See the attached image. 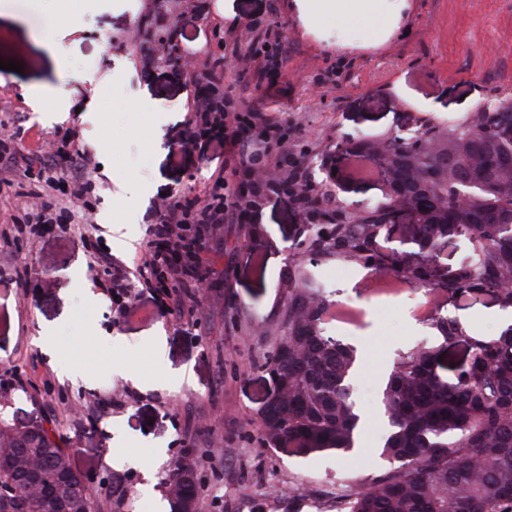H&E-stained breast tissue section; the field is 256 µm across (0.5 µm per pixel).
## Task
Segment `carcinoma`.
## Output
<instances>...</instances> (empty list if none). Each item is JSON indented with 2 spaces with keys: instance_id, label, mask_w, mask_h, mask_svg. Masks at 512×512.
Listing matches in <instances>:
<instances>
[{
  "instance_id": "carcinoma-1",
  "label": "carcinoma",
  "mask_w": 512,
  "mask_h": 512,
  "mask_svg": "<svg viewBox=\"0 0 512 512\" xmlns=\"http://www.w3.org/2000/svg\"><path fill=\"white\" fill-rule=\"evenodd\" d=\"M478 124L485 139L471 164L465 130ZM512 126V101H493L465 123L444 129L427 126L417 141L431 143L424 151L414 146L416 170L425 176L443 161L461 167L460 175L412 192L408 202L421 211L423 223L414 227L413 251H431L451 235L465 236L472 248L453 277L427 263L412 270H396L403 281L417 286L430 282L425 292L470 293L485 285L512 278V180L501 175L500 157L512 155V139L498 129ZM399 135L388 138L382 151L395 169L407 159ZM470 195L469 205L458 203V190ZM387 199L370 204L353 224L332 221L308 224L300 249L316 258L350 262L373 271L396 265V254L370 248ZM288 281L299 287L288 292L283 333L288 335V357L276 348L266 366L280 377L281 415L265 424L258 441L270 448L286 440L297 454L327 450L344 453L355 446L360 415L350 389L356 364L355 350L326 336L312 305L324 312L331 304L315 283L313 272L297 263L288 269ZM435 344L406 352L391 371L383 391L389 433L380 456L391 467L363 484V489L336 498V512H512V325L491 337L477 336L455 317H432ZM465 341L469 364L449 382L436 371L438 350ZM31 442L42 448V494L0 498V512H68L60 478L82 495L83 512H95L83 477L74 469L68 449L46 432L22 440L0 436V486L16 484L15 459ZM192 495L198 483L191 464L179 466L170 477Z\"/></svg>"
}]
</instances>
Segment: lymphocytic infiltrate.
<instances>
[{
	"mask_svg": "<svg viewBox=\"0 0 512 512\" xmlns=\"http://www.w3.org/2000/svg\"><path fill=\"white\" fill-rule=\"evenodd\" d=\"M181 72L187 82L214 90L212 96L193 102L189 108L188 143L195 148L214 141L221 143L226 152L224 167L213 174L201 194L190 199L179 196L153 210L145 256L136 267L113 265L111 255L103 252L97 256L98 262L115 269L109 284L115 293L126 292L129 279H141L153 283L160 302L171 303L179 310L186 301L197 300L205 286V250L210 234L217 225L232 223L236 217L238 206L231 200L230 177L242 172L253 177L278 169L285 182L299 186L305 182L303 168L285 152L287 128L268 113L240 109L238 100L218 92V85L224 82L223 59L199 67L185 66ZM74 138L73 131L58 129L45 143L72 147ZM39 160L47 173V188L57 191L66 182L72 188L68 199L58 203L42 199L38 191H28L24 221L17 233L29 240L39 236L46 225L62 223L65 212L84 209V197L92 186L90 175L98 168L94 156L80 149H73L70 167L64 171L58 170L50 156L40 155Z\"/></svg>",
	"mask_w": 512,
	"mask_h": 512,
	"instance_id": "obj_1",
	"label": "lymphocytic infiltrate"
}]
</instances>
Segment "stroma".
I'll use <instances>...</instances> for the list:
<instances>
[{"mask_svg":"<svg viewBox=\"0 0 512 512\" xmlns=\"http://www.w3.org/2000/svg\"><path fill=\"white\" fill-rule=\"evenodd\" d=\"M151 0H8L0 9V120L39 136L75 131L77 148L99 163L87 215L100 248L133 266L143 255L146 216L163 197L194 196L224 166V148L185 147L196 86L172 66L142 65L139 21ZM394 22L381 39L331 17L305 19L296 0H211L201 17L190 5L173 20L200 59L221 56L214 26L234 28L240 51L257 37L256 21L281 27L288 44L280 65L258 77L248 62L224 72L242 106L288 127V151L300 165L335 159L337 142L412 135L427 124L462 122L495 99L512 100V0H386ZM69 70L61 82V70ZM61 93L70 115L42 120L35 94ZM331 192L337 206L370 204L379 184L340 168ZM145 186V202L120 200L126 183ZM108 223H99L100 215ZM305 220L290 194L265 193L250 223L222 224L207 241L212 274L200 304L168 313L152 289L109 296L108 274L93 264L76 225L55 224L29 249L26 287L0 288V375L22 386L0 390V424L43 427L72 450L95 512H157L168 478L191 463L199 484L197 512H271L269 496L288 512H336V497L388 470L378 456L388 431L381 404L400 354L430 345V305L422 289L379 287L373 271L340 261L313 273L327 300L353 309L355 320L324 319L325 335L353 345V392L360 437L346 454L307 457L261 447L259 418L276 386L265 366L281 339L291 249ZM255 225L244 243L246 225ZM80 282H73L72 271ZM442 314L481 335H496L503 312L492 293L447 295ZM52 345L43 348V330Z\"/></svg>","mask_w":512,"mask_h":512,"instance_id":"obj_1","label":"stroma"}]
</instances>
